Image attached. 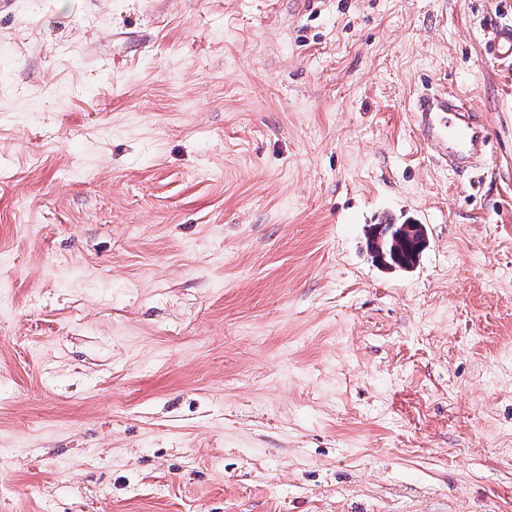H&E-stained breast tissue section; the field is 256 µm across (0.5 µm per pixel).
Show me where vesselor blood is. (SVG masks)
<instances>
[{"instance_id": "obj_1", "label": "vessel or blood", "mask_w": 512, "mask_h": 512, "mask_svg": "<svg viewBox=\"0 0 512 512\" xmlns=\"http://www.w3.org/2000/svg\"><path fill=\"white\" fill-rule=\"evenodd\" d=\"M489 55L498 63H512V27L495 29ZM415 125L428 146L453 169L482 163L488 133L465 99L448 91L426 92L419 96L413 114Z\"/></svg>"}]
</instances>
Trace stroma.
<instances>
[{
	"label": "stroma",
	"instance_id": "35a3bbf8",
	"mask_svg": "<svg viewBox=\"0 0 512 512\" xmlns=\"http://www.w3.org/2000/svg\"><path fill=\"white\" fill-rule=\"evenodd\" d=\"M511 22L0 0V512H512ZM431 87L479 168L418 136ZM489 56L498 63H512V27L501 26L495 29L489 42ZM413 118L425 144L451 168L465 169L482 163L487 129L459 95L447 90L425 92L417 100ZM404 226H407L404 229ZM422 224H394L392 231L385 237L383 244L385 260L392 269L407 270L414 268L423 250H419L421 241L426 240V233ZM400 234L397 247L393 248L392 238Z\"/></svg>",
	"mask_w": 512,
	"mask_h": 512
}]
</instances>
